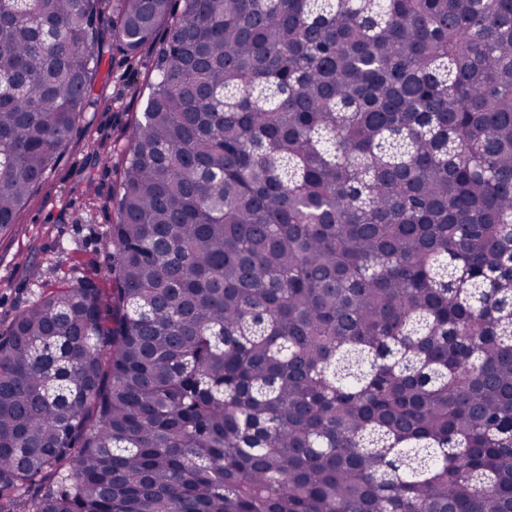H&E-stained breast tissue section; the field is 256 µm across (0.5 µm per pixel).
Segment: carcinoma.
<instances>
[{
	"label": "carcinoma",
	"instance_id": "cac0c4a2",
	"mask_svg": "<svg viewBox=\"0 0 512 512\" xmlns=\"http://www.w3.org/2000/svg\"><path fill=\"white\" fill-rule=\"evenodd\" d=\"M155 55L111 287L0 334V512H512V0H0V233Z\"/></svg>",
	"mask_w": 512,
	"mask_h": 512
}]
</instances>
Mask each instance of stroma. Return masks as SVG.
<instances>
[{
    "label": "stroma",
    "instance_id": "stroma-1",
    "mask_svg": "<svg viewBox=\"0 0 512 512\" xmlns=\"http://www.w3.org/2000/svg\"><path fill=\"white\" fill-rule=\"evenodd\" d=\"M152 64L105 60L95 93L108 109L91 113L92 129H77L70 144L18 224L0 235V332L43 291L83 280L104 283L112 263V186L119 178L108 156L113 138L139 117L134 97Z\"/></svg>",
    "mask_w": 512,
    "mask_h": 512
}]
</instances>
